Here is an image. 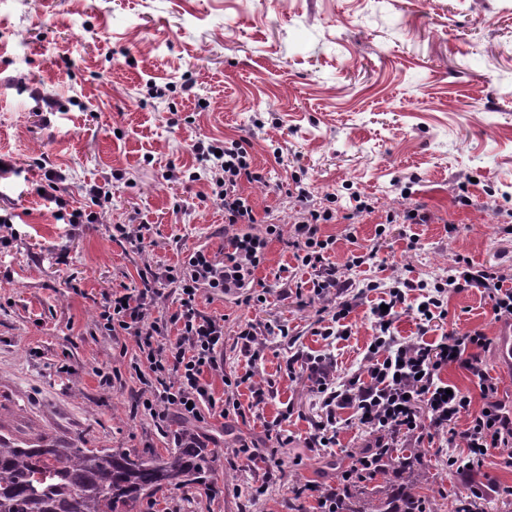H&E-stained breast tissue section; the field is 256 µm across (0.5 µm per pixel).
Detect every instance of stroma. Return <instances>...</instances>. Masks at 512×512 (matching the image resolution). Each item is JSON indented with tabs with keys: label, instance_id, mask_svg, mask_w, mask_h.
<instances>
[{
	"label": "stroma",
	"instance_id": "35a3bbf8",
	"mask_svg": "<svg viewBox=\"0 0 512 512\" xmlns=\"http://www.w3.org/2000/svg\"><path fill=\"white\" fill-rule=\"evenodd\" d=\"M191 81V95L157 99L149 84ZM64 102L43 119L31 88ZM245 140L252 164L281 184L272 192L244 184L258 220L283 229L269 239L255 272L261 303H238L210 291L200 305L225 316V372L253 370L270 386L246 417L183 422L166 431L135 412L142 385L131 364L133 337L100 326L113 289L134 286L146 265H178L193 251L224 252V212L206 181H189L197 141ZM0 417L39 424L55 442L165 454L182 430L221 449L218 493L203 486L157 494L137 512H320L321 495L367 445L351 410L338 414V443L311 448L319 415L306 378L289 376L296 353L330 355L341 374L365 373L371 340L368 293L349 316L350 335H314L315 307L285 296L286 282L310 286L284 239L296 204L287 194L302 181L315 200L336 197L342 219L323 227L335 238L330 262L344 266L354 232L358 246L378 247L375 263L350 270L357 282L408 274L434 282L455 255L512 267V0H0ZM48 158L63 177L72 207L86 206V185L112 182L105 224H65L53 203L34 191ZM175 177H168V170ZM411 192L428 215L423 224H386ZM373 213L354 215L355 196ZM137 215L150 247L112 239V227ZM384 234H377L378 225ZM263 334L259 358L236 343L238 325ZM477 290L450 294L448 316L427 341L450 329L499 327ZM287 335H280V327ZM121 374V382L105 385ZM280 425L287 445L247 458L242 442ZM464 447L428 449L411 457L406 441L392 449L385 479L356 494L368 512L384 487L430 482L425 512H453L474 485L512 487V466L495 449L476 473L449 471L447 456ZM303 485L315 496H296Z\"/></svg>",
	"mask_w": 512,
	"mask_h": 512
}]
</instances>
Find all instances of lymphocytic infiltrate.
Masks as SVG:
<instances>
[{
    "mask_svg": "<svg viewBox=\"0 0 512 512\" xmlns=\"http://www.w3.org/2000/svg\"><path fill=\"white\" fill-rule=\"evenodd\" d=\"M194 152L199 163L190 181L207 180L212 193L224 208L225 224L234 226L256 221L253 207L241 191L243 183L269 185L264 171L253 167L250 155L241 143L218 148L197 142ZM47 180L43 197L56 207L55 217L71 224H99L112 206V191L107 186L89 184L84 194L91 210L71 207L60 192L57 172L48 170L46 160H37ZM300 207L289 248L295 258L313 274L312 293L323 299L334 297L327 324L316 325L317 336H346L347 319L364 294L383 291L381 305L370 309L371 349L366 354V375H341L336 363L323 355L299 353L288 361V371L306 373L317 391L320 418L307 439L311 448L334 447L337 443V413L351 410L357 423L369 433L371 441L348 469V482H356L372 471L381 451L396 447L399 438L421 445L441 439L446 445L468 450L466 468H481L491 450L512 447V416L498 400L499 384L483 368L479 353L490 340L479 329L466 332L450 330L440 341L427 342L426 334L435 320L446 319L447 293L477 289L491 304L496 318L512 319V289L505 287L500 268L478 266L467 256L456 255L448 278L427 283L408 276H394L389 286L371 280L355 285L342 275V268H354L376 258L377 249L351 252L345 267L330 262L328 252L334 241L324 237L322 227L337 221L336 209L321 206L304 186H297ZM278 225L270 224L264 236L245 232L232 235L231 251L223 260H215L204 251L191 254L181 265L145 267L134 287L113 291L101 314L103 327L113 335L130 336L139 354L134 371L143 378L145 390L138 408L149 415L157 429L167 427L171 417L201 419L240 410V402L215 395L211 380L221 377L227 390L248 383L252 371L233 377L225 374L220 359L224 348V320L199 308L203 290L229 293L253 285L252 272L259 266L271 235H280ZM179 290L177 307L164 319H150L149 312L162 298L163 284ZM419 296L423 307L417 312L418 335L406 339L395 334L394 323L400 309L411 296ZM460 365L483 399L482 410L472 408V396L450 388L441 371Z\"/></svg>",
    "mask_w": 512,
    "mask_h": 512,
    "instance_id": "f902f5d3",
    "label": "lymphocytic infiltrate"
}]
</instances>
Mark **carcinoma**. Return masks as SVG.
Masks as SVG:
<instances>
[{
	"label": "carcinoma",
	"instance_id": "obj_1",
	"mask_svg": "<svg viewBox=\"0 0 512 512\" xmlns=\"http://www.w3.org/2000/svg\"><path fill=\"white\" fill-rule=\"evenodd\" d=\"M0 423V512H135L168 489L213 483L220 452L183 432L167 455L143 459L110 448H65L43 436L15 439ZM422 495L380 498L371 512H417Z\"/></svg>",
	"mask_w": 512,
	"mask_h": 512
}]
</instances>
